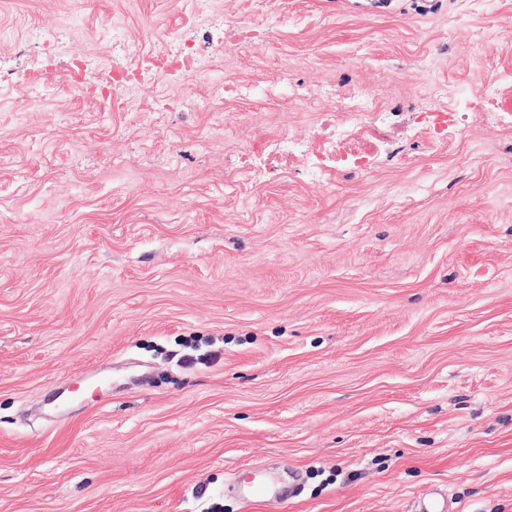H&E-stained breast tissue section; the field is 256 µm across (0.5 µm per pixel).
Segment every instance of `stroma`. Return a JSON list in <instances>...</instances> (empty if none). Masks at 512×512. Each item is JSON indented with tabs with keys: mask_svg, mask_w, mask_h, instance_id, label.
Segmentation results:
<instances>
[{
	"mask_svg": "<svg viewBox=\"0 0 512 512\" xmlns=\"http://www.w3.org/2000/svg\"><path fill=\"white\" fill-rule=\"evenodd\" d=\"M114 26L153 73L105 102ZM480 75L498 100L455 101ZM357 87L370 168L267 158ZM448 107L499 120L415 127ZM252 468L303 491L245 505ZM445 495L512 512V0H0V512Z\"/></svg>",
	"mask_w": 512,
	"mask_h": 512,
	"instance_id": "stroma-1",
	"label": "stroma"
}]
</instances>
